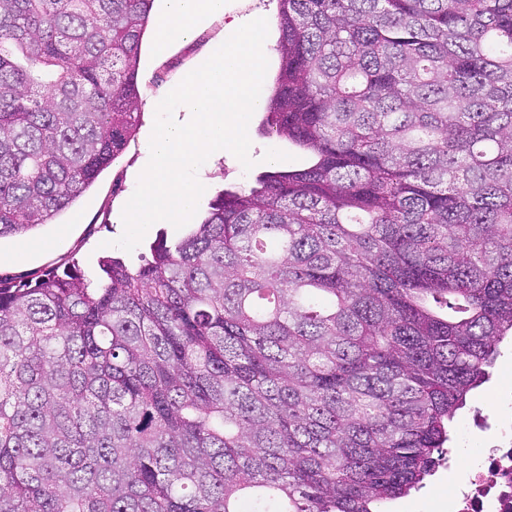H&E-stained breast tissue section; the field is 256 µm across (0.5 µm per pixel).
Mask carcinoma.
<instances>
[{
	"label": "carcinoma",
	"instance_id": "carcinoma-1",
	"mask_svg": "<svg viewBox=\"0 0 512 512\" xmlns=\"http://www.w3.org/2000/svg\"><path fill=\"white\" fill-rule=\"evenodd\" d=\"M154 0H0V239L123 153ZM263 130L134 268L0 280V512H383L512 337V0H278Z\"/></svg>",
	"mask_w": 512,
	"mask_h": 512
}]
</instances>
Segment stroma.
<instances>
[{
  "label": "stroma",
  "instance_id": "obj_1",
  "mask_svg": "<svg viewBox=\"0 0 512 512\" xmlns=\"http://www.w3.org/2000/svg\"><path fill=\"white\" fill-rule=\"evenodd\" d=\"M248 18L227 5L224 16L214 17L199 25L190 39L170 40L165 49H157L158 29L150 27L144 40L139 68V82L145 91L138 126L122 156L105 169L94 184L61 212L53 223L39 226L22 237L0 240V280L26 282L53 269L78 265L86 278L96 279L98 260L105 255H125L136 264L149 245L159 237L176 241L185 236V229L169 224L152 225L143 240L130 253H123L114 242L123 233L119 215L130 199L135 184L146 164L143 144L154 124L157 104L182 79L226 40L233 29L247 23ZM262 112H254L248 125L251 141L249 156L252 170H244L232 154L209 157L202 165L207 182L198 209L206 211L209 201L227 187L252 185L256 173L272 166H296L302 161L300 152L286 140L262 131ZM512 381V341L502 343L500 354L490 371V379L472 395L459 418L448 444L447 455L463 458L465 444L474 440L473 418L488 411L489 393L499 384ZM466 471L460 467H440L427 478L424 487L410 496L388 503V512H450L452 488L463 482Z\"/></svg>",
  "mask_w": 512,
  "mask_h": 512
}]
</instances>
